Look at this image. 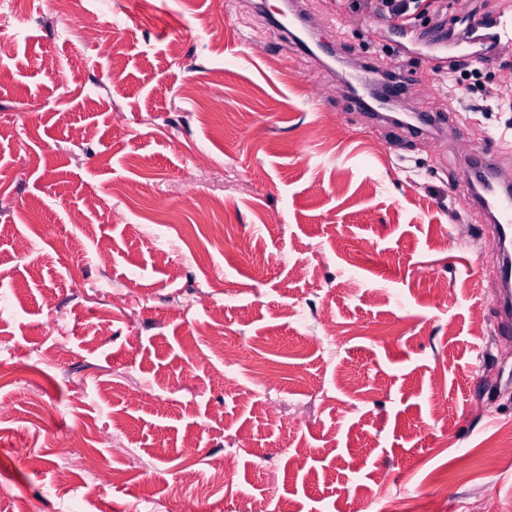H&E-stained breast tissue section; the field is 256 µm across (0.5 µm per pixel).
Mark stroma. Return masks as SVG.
I'll list each match as a JSON object with an SVG mask.
<instances>
[{
	"instance_id": "1",
	"label": "stroma",
	"mask_w": 512,
	"mask_h": 512,
	"mask_svg": "<svg viewBox=\"0 0 512 512\" xmlns=\"http://www.w3.org/2000/svg\"><path fill=\"white\" fill-rule=\"evenodd\" d=\"M282 9L0 0V512H512V459L481 458L512 434V342L485 333L494 242L458 167L512 164V41L453 72L455 48L302 0L326 67ZM397 60L403 108L455 133L338 109L349 64Z\"/></svg>"
}]
</instances>
